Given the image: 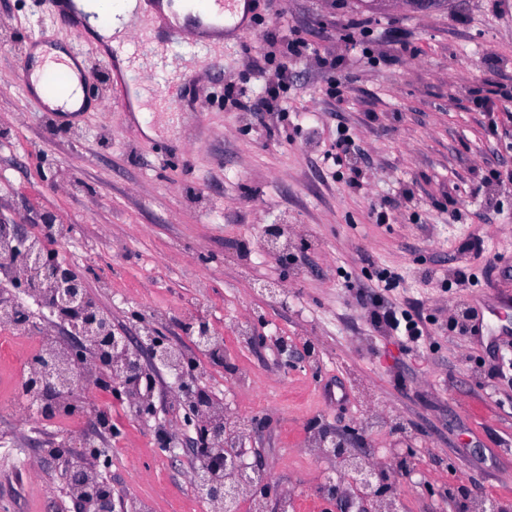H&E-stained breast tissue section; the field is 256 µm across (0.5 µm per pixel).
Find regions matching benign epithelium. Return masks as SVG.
<instances>
[{"label": "benign epithelium", "mask_w": 512, "mask_h": 512, "mask_svg": "<svg viewBox=\"0 0 512 512\" xmlns=\"http://www.w3.org/2000/svg\"><path fill=\"white\" fill-rule=\"evenodd\" d=\"M0 237L15 243V256L30 268L31 277L13 280L10 288L15 294L28 292L29 282L35 279L47 281L53 288L51 304L66 315L70 326L78 333V341L68 347L62 360L55 358L35 359L42 371L30 380L42 396H53L57 385L70 382V373L92 358L99 367L96 384L119 396L137 397L140 386L149 377L143 354H148L153 364L184 367L183 354L162 336H146L133 341L117 332L112 313L99 305L91 296L83 268L78 263H62L56 251L41 246L29 250L26 243L31 236L18 224H0ZM214 397L198 389L184 404V418L193 427L195 436L188 440V447L196 462L194 470L200 493L210 502L223 508L237 499V485L233 475L238 468L235 458L227 453L232 444L227 442L229 433L224 415L211 414ZM330 451L348 461L352 473L362 472L360 457L354 453L347 439L331 440ZM65 483V494L73 504L74 512H117L116 502L109 481L94 471L75 472L72 468H60ZM258 479L252 482L254 496L268 498L270 482L265 471L253 468ZM358 495L372 502V510L381 508L383 494L373 483L355 482Z\"/></svg>", "instance_id": "1"}]
</instances>
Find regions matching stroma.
<instances>
[{
    "label": "stroma",
    "mask_w": 512,
    "mask_h": 512,
    "mask_svg": "<svg viewBox=\"0 0 512 512\" xmlns=\"http://www.w3.org/2000/svg\"><path fill=\"white\" fill-rule=\"evenodd\" d=\"M51 2L0 0V219L38 235L51 214L120 332L153 324L228 416L254 422L244 461L270 475L273 512L290 490L299 512H361L338 459L309 452L337 435L386 475L396 512H512V382L493 373L501 322L488 303L512 296V0L426 11L277 0L257 27L225 37L223 67L200 72L186 112L134 132L116 74L93 68L84 90L98 109L60 115L71 132L48 145L20 62L31 37L70 43L50 24ZM358 18L369 35L349 28ZM283 33L308 45L284 86L256 64ZM228 86L272 111H241ZM340 129L355 142L356 189L325 157ZM271 224L284 228L274 254ZM473 239L479 251H466ZM463 266L472 279L461 286ZM461 301L483 318L464 336ZM391 305L423 326L416 343L373 323ZM152 306L167 318L149 322ZM190 307L223 337L221 358L196 348ZM15 373L0 357V512H70L47 452L64 441L61 424L37 412L16 424ZM179 396L167 373L152 417L86 393L113 431L97 436L91 420L73 440L111 448L102 473L122 512H209L187 484L188 450L162 449L164 431L183 424ZM329 481L332 502L320 494Z\"/></svg>",
    "instance_id": "1"
}]
</instances>
